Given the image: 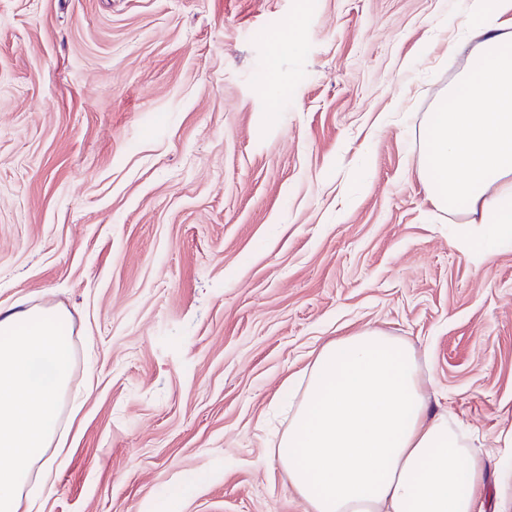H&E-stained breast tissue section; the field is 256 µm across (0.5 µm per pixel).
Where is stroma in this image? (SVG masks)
<instances>
[{"mask_svg":"<svg viewBox=\"0 0 512 512\" xmlns=\"http://www.w3.org/2000/svg\"><path fill=\"white\" fill-rule=\"evenodd\" d=\"M463 8L0 0V308L69 312L82 404L42 512H155L191 474L182 512H304L280 399L368 325L512 498V248L418 175Z\"/></svg>","mask_w":512,"mask_h":512,"instance_id":"stroma-1","label":"stroma"}]
</instances>
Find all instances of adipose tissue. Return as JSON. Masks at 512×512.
<instances>
[{
	"mask_svg": "<svg viewBox=\"0 0 512 512\" xmlns=\"http://www.w3.org/2000/svg\"><path fill=\"white\" fill-rule=\"evenodd\" d=\"M477 43L468 69L425 116L419 177L436 208L512 244V0H468L458 24ZM73 371L61 311L0 308V512L51 490L61 406ZM411 344L367 327L327 341L288 396L276 455L306 512H503L474 490L487 460L433 410Z\"/></svg>",
	"mask_w": 512,
	"mask_h": 512,
	"instance_id": "1",
	"label": "adipose tissue"
}]
</instances>
